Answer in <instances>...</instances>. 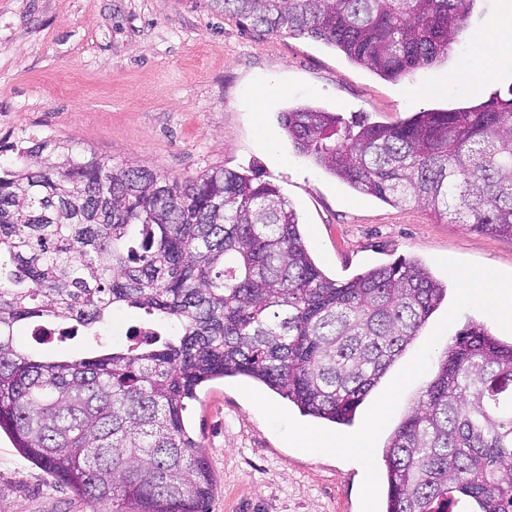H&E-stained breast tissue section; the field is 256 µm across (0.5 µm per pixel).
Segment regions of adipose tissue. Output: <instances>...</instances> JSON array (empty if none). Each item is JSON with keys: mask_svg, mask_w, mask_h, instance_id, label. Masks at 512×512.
I'll return each instance as SVG.
<instances>
[{"mask_svg": "<svg viewBox=\"0 0 512 512\" xmlns=\"http://www.w3.org/2000/svg\"><path fill=\"white\" fill-rule=\"evenodd\" d=\"M482 48L480 61L454 73V80L481 87L502 63L512 60V7L504 6L486 29L476 35Z\"/></svg>", "mask_w": 512, "mask_h": 512, "instance_id": "obj_1", "label": "adipose tissue"}]
</instances>
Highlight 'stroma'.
Instances as JSON below:
<instances>
[{
  "mask_svg": "<svg viewBox=\"0 0 512 512\" xmlns=\"http://www.w3.org/2000/svg\"><path fill=\"white\" fill-rule=\"evenodd\" d=\"M503 0H476L446 63L385 81L323 43L266 34L224 14L215 0H0V139L51 137L188 177L211 167L253 169L299 213L319 267L344 282L399 258L428 266L448 258L512 274V239L439 219L417 203L389 205L316 169L281 135L288 104L314 101L345 122L394 123L412 113L512 97V62L478 89L448 82L473 65L475 35ZM285 87L262 114L247 94ZM278 133L279 151L261 144ZM170 324L116 308L101 343L123 347L126 331ZM20 348L54 359L91 355V335ZM239 379L204 387L185 416L216 478L211 512H361L363 467L284 442L239 390ZM0 512H88L73 492L0 437Z\"/></svg>",
  "mask_w": 512,
  "mask_h": 512,
  "instance_id": "35a3bbf8",
  "label": "stroma"
}]
</instances>
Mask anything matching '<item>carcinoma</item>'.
Here are the masks:
<instances>
[{
  "instance_id": "cac0c4a2",
  "label": "carcinoma",
  "mask_w": 512,
  "mask_h": 512,
  "mask_svg": "<svg viewBox=\"0 0 512 512\" xmlns=\"http://www.w3.org/2000/svg\"><path fill=\"white\" fill-rule=\"evenodd\" d=\"M473 2L215 0L394 81L447 60ZM279 120L352 190L512 239V98L392 124L314 106ZM447 298L416 260L329 278L270 181L221 167L179 180L55 139L0 148V433L90 512H210L213 475L184 421L206 383L244 376L348 425ZM120 306L178 332L72 361L16 343L22 323L44 344ZM383 458V512H512V343L480 323L456 333Z\"/></svg>"
}]
</instances>
